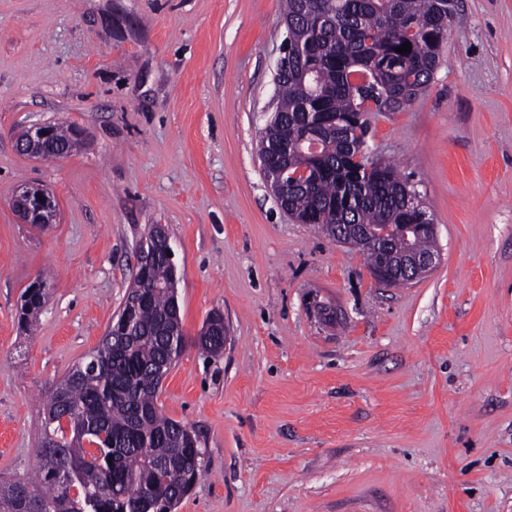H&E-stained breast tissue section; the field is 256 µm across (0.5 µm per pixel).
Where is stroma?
I'll list each match as a JSON object with an SVG mask.
<instances>
[{
	"label": "stroma",
	"instance_id": "stroma-1",
	"mask_svg": "<svg viewBox=\"0 0 512 512\" xmlns=\"http://www.w3.org/2000/svg\"><path fill=\"white\" fill-rule=\"evenodd\" d=\"M286 37L282 0H0V483L36 467L42 398L98 346L163 224L187 345L157 404L204 453L175 512H512V0H458L429 86L369 115L367 151L436 226L437 267L398 287L263 176ZM45 122L81 147L19 153ZM28 185L55 197L46 230L11 208ZM216 310L212 356L196 339ZM41 288H45L44 283L40 280H36L26 288L23 295L24 300L21 305L19 319L21 325L28 331H32L38 315L42 310V302L40 299L45 297L46 292L42 293Z\"/></svg>",
	"mask_w": 512,
	"mask_h": 512
}]
</instances>
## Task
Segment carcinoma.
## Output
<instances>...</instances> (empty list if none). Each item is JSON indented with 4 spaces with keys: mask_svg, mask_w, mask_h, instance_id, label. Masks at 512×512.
Instances as JSON below:
<instances>
[{
    "mask_svg": "<svg viewBox=\"0 0 512 512\" xmlns=\"http://www.w3.org/2000/svg\"><path fill=\"white\" fill-rule=\"evenodd\" d=\"M456 0H284L288 60L277 83L275 110L261 132L265 179L278 180L280 208L327 232L330 224H415V190L395 167L358 151L368 131V103L396 112L373 96L399 87L426 88L441 64ZM411 44V52L396 48ZM328 112L334 122L316 128L307 114ZM321 142L308 157L297 150L307 133ZM391 261L435 250V237L413 231L390 236ZM153 259L133 273L124 302L132 308L123 333L107 332L93 350L96 369L68 373L44 402L40 466L34 474L0 485V512H159L173 509L202 474L198 438L156 403L154 373L169 355L180 323L176 280L168 260L170 238L153 243ZM40 288H26L20 323L32 330L42 310ZM197 346L218 356L224 336H200Z\"/></svg>",
    "mask_w": 512,
    "mask_h": 512,
    "instance_id": "obj_1",
    "label": "carcinoma"
}]
</instances>
